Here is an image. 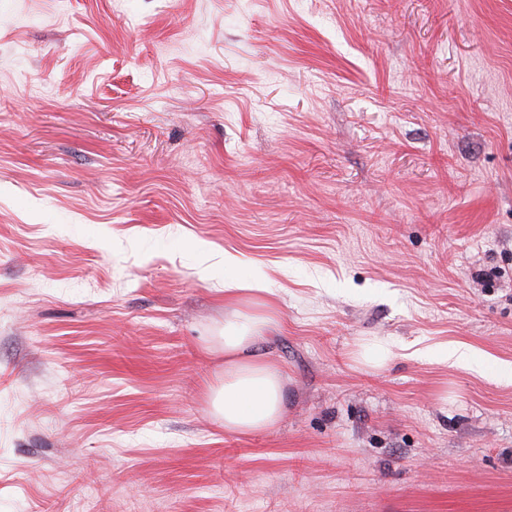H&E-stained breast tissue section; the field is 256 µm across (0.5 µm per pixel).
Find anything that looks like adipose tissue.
<instances>
[{"instance_id": "1", "label": "adipose tissue", "mask_w": 512, "mask_h": 512, "mask_svg": "<svg viewBox=\"0 0 512 512\" xmlns=\"http://www.w3.org/2000/svg\"><path fill=\"white\" fill-rule=\"evenodd\" d=\"M246 284L228 280L224 296L234 308L224 321V336L215 354L224 358L223 379L210 390L211 406L225 432L246 434L274 427L281 420L286 402L285 376L281 369L253 347L277 329L269 303L243 309Z\"/></svg>"}]
</instances>
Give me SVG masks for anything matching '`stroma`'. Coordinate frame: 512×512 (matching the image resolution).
I'll list each match as a JSON object with an SVG mask.
<instances>
[{"mask_svg": "<svg viewBox=\"0 0 512 512\" xmlns=\"http://www.w3.org/2000/svg\"><path fill=\"white\" fill-rule=\"evenodd\" d=\"M0 512H512V0H0ZM265 291L244 283L224 282V298L235 308L224 319V336H217L216 355L224 356L223 380L210 390L211 406L224 424L225 433L246 434L268 430L281 420L286 402L285 376L279 367L261 355H248L279 327L266 301L242 312L244 293ZM223 342V346H222Z\"/></svg>", "mask_w": 512, "mask_h": 512, "instance_id": "obj_1", "label": "stroma"}]
</instances>
